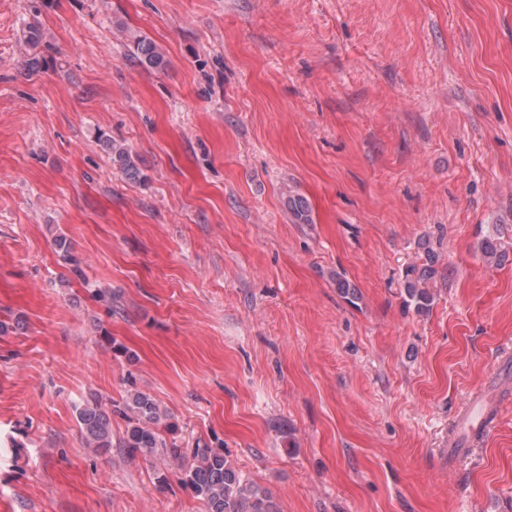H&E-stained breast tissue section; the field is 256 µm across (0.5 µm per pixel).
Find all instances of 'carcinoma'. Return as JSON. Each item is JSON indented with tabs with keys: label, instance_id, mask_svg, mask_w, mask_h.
I'll use <instances>...</instances> for the list:
<instances>
[{
	"label": "carcinoma",
	"instance_id": "cac0c4a2",
	"mask_svg": "<svg viewBox=\"0 0 512 512\" xmlns=\"http://www.w3.org/2000/svg\"><path fill=\"white\" fill-rule=\"evenodd\" d=\"M42 42L40 30L35 26L28 27L24 34V43L28 47L26 64L33 70L49 67V60L41 51ZM136 46L141 61L146 65L155 69L165 65L164 57L151 42L139 39ZM112 153L126 175L139 176L140 170L127 149L114 147ZM288 206L296 220L302 223L309 221L308 205L304 199L291 198ZM54 245L72 270L80 272V260L73 254L70 242L63 236H57ZM434 274L435 270L429 264L413 266L406 271V302L419 312L428 310L432 304L433 297L425 284ZM335 283L339 294L348 302L358 299L356 287L343 275L336 274ZM114 415L125 421V431L118 447L126 449L133 457H160L173 462L179 482L204 502L206 512H279L272 494L245 479L224 454V449L198 442L190 448L175 439H167L163 431L170 432L173 428L168 423L169 416L152 396L142 391L131 392L120 402L90 394L77 407V422L84 447L100 456L111 452Z\"/></svg>",
	"mask_w": 512,
	"mask_h": 512
}]
</instances>
